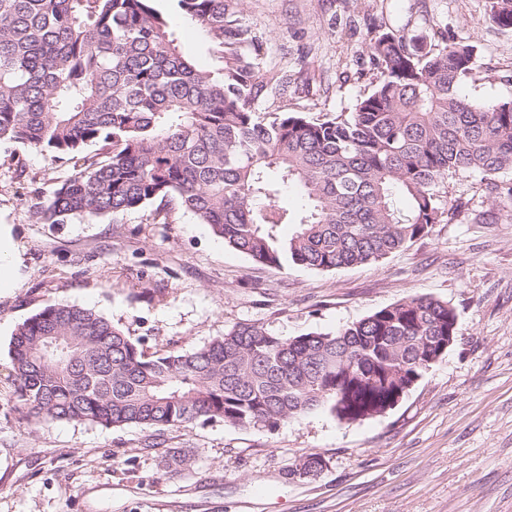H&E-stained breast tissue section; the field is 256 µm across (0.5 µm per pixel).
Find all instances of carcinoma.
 Segmentation results:
<instances>
[{"label": "carcinoma", "mask_w": 512, "mask_h": 512, "mask_svg": "<svg viewBox=\"0 0 512 512\" xmlns=\"http://www.w3.org/2000/svg\"><path fill=\"white\" fill-rule=\"evenodd\" d=\"M175 5L209 37L212 67L181 53L154 0H0V144L73 160L39 206L45 221L174 205L258 263L331 271L374 265L435 224L512 211V99L461 92L476 46L380 30L365 47L372 89L350 112L311 118L280 108L298 78L267 66L268 38L240 0ZM490 18L512 29V0H491ZM469 172L491 199L477 213L441 191ZM290 185L296 209L279 204ZM457 332L452 306L411 296L334 332L237 323L203 347L148 355L106 317L49 303L8 353L22 421L142 427L174 475L192 457L165 447L166 433L274 429L316 410L365 420L407 395Z\"/></svg>", "instance_id": "obj_1"}]
</instances>
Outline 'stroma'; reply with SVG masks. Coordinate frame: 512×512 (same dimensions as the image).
Wrapping results in <instances>:
<instances>
[{"instance_id":"stroma-1","label":"stroma","mask_w":512,"mask_h":512,"mask_svg":"<svg viewBox=\"0 0 512 512\" xmlns=\"http://www.w3.org/2000/svg\"><path fill=\"white\" fill-rule=\"evenodd\" d=\"M182 53L214 63L206 34L174 8ZM489 0H243L271 33L267 60L311 78L290 108L347 112L375 78L372 31L407 27L479 49L473 98H512V30ZM72 171L68 159L0 145V224L24 248L20 288L0 296V512H512V220L436 224L375 265L276 269L225 245L189 212L129 210L50 224L36 205ZM410 296L448 302L459 334L399 404L344 424L326 411L275 429L223 422L169 432L194 453L165 474L146 430L57 421L25 424L8 354L19 323L49 303L90 308L147 353L202 347L239 322L282 336L333 332ZM327 466L292 478L305 454Z\"/></svg>"}]
</instances>
